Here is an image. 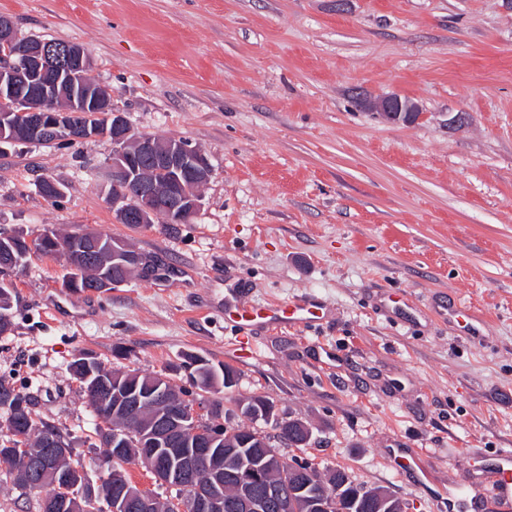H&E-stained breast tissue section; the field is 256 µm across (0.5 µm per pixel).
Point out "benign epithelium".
Instances as JSON below:
<instances>
[{
    "mask_svg": "<svg viewBox=\"0 0 512 512\" xmlns=\"http://www.w3.org/2000/svg\"><path fill=\"white\" fill-rule=\"evenodd\" d=\"M91 67V55L84 46L69 42L57 48L40 38L23 36L10 19L0 16V146L40 144L48 138L76 143L110 137L112 157L106 198L116 223L152 224L159 217L167 224L189 223L202 205L200 188L212 174L206 155L184 139L134 134L124 113L112 106L110 89L90 78ZM21 83L30 87L26 96L16 93ZM372 107L392 122H412L419 112L414 101L398 96L379 100ZM103 117L112 120V130L98 125L97 119ZM146 166L164 173L165 178L143 177ZM13 238L12 231L0 234V251L10 259V272L25 267L13 253ZM38 238L67 260L88 253L84 258L87 263L94 261L90 253L102 246L89 241L84 230L63 239L53 228L46 227ZM107 248L112 251V268L128 267L130 248L124 242L115 240ZM120 382L121 378L114 376L112 386L95 392L99 407L108 410L110 416H132L146 405L159 409L146 446L135 457L137 466L149 471L157 483L178 488L188 499L191 512H224V480L216 477L194 492L188 481L195 471L196 459L210 454L218 441L231 445L226 456L238 451L234 447L236 430L212 418V401L206 397L183 396L178 408L165 410L164 398L133 394L121 388ZM187 427L195 437L193 458L180 448L168 446L171 435ZM256 438L261 443V447L251 449L256 463H245L231 473L240 489L234 507L244 512H281L288 508V498L296 494L308 499L314 512H350L342 504L358 508L364 500L374 503L378 510L393 502L397 512H406L404 503L384 490L359 486L357 492L346 493L345 482L328 486L322 476L297 467L294 459L273 447L275 440L265 433H257ZM64 452L57 439L46 440L40 461L29 465L26 486H38L46 458ZM269 462L288 468V491L273 487L264 492L256 490L263 466ZM97 474L93 481L84 470L68 471L62 475V487L90 495L102 512H128L133 507L140 512H156L157 497L151 490L141 486L135 492L129 490L125 474L120 471L106 474L99 469Z\"/></svg>",
    "mask_w": 512,
    "mask_h": 512,
    "instance_id": "benign-epithelium-1",
    "label": "benign epithelium"
}]
</instances>
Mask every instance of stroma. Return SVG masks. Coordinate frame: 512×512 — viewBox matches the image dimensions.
Listing matches in <instances>:
<instances>
[{
	"mask_svg": "<svg viewBox=\"0 0 512 512\" xmlns=\"http://www.w3.org/2000/svg\"><path fill=\"white\" fill-rule=\"evenodd\" d=\"M25 36L86 47L135 134L182 138L213 174L188 224L116 223L103 140L0 151V230L90 229L153 260L103 293L31 254L11 277L0 377L104 461L70 363L172 376L193 353L238 375L230 425L262 395L307 423L297 449L407 512L512 449V0H0ZM420 108L392 122L365 99ZM66 186L44 199L39 178ZM309 302L318 319L224 317ZM393 448L419 471L398 472ZM432 479L422 482V471Z\"/></svg>",
	"mask_w": 512,
	"mask_h": 512,
	"instance_id": "obj_1",
	"label": "stroma"
}]
</instances>
